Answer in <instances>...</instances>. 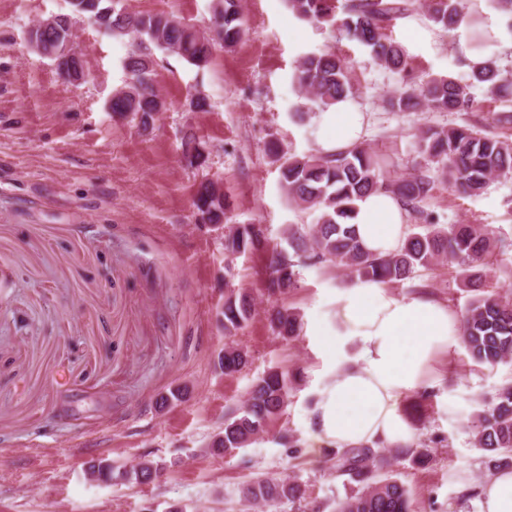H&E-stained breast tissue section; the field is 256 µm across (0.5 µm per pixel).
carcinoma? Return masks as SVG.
Returning <instances> with one entry per match:
<instances>
[{"instance_id": "1", "label": "carcinoma", "mask_w": 512, "mask_h": 512, "mask_svg": "<svg viewBox=\"0 0 512 512\" xmlns=\"http://www.w3.org/2000/svg\"><path fill=\"white\" fill-rule=\"evenodd\" d=\"M88 0L94 11L81 8L83 0L71 4L72 11L99 15V25L114 37H147L154 48L186 61L200 70L211 62L213 47L236 45L244 36L240 0H217L210 33L162 13L115 10ZM298 18L326 23L336 30L337 40H356L367 47L372 61L404 77L409 62L404 48L386 33L390 23L411 11L409 0H286ZM428 18L443 31L452 33L461 25L471 30V45L482 49L486 38L477 18L463 0H429ZM156 61L151 52H132L125 60L132 83L112 94L110 110L118 116L132 114L143 128L153 125L165 103L154 82ZM295 80L310 106L325 110L340 100L354 97L355 85L347 58L328 50L304 57ZM481 86L491 100L512 102V73L494 60L472 70L469 80L451 76L431 77L419 87H405L389 99L399 112H474V85ZM419 163L407 176L391 180L384 176V155L362 143L338 155H297L277 141L268 144L267 154L278 165L281 188L289 202L316 214L308 228L287 230L288 249L269 247L258 224H233L225 196L215 192L210 181L198 184L193 205L202 224H225L226 252L267 253L271 280L269 291L285 293L297 287L298 268L328 263L342 268L351 280L371 279L392 285L411 279L418 268L448 265L462 285L476 292L461 314V342L478 364L494 369L512 363V289L488 281L496 253L512 250V241L498 239L483 224H421L426 219L422 203L433 189L429 173L469 196H478L494 180H512V138L489 135L479 123L454 127H427L416 142ZM183 156L189 166L202 167L206 157L194 134L183 141ZM373 190H383L400 199L409 216L418 221L400 249L375 256L361 246L353 225L357 201ZM255 311L254 299L241 288L225 283L224 335L231 336L248 323ZM268 320L284 339L297 335L300 323L290 309L272 308ZM248 351L224 347L218 365L227 376L241 372L249 363ZM297 374L270 368L257 377L242 406L224 418V428L215 435L210 449L230 454L245 448L264 433L267 425L281 417ZM477 446L485 453L489 472L512 468V382L483 402L470 421ZM389 460L370 447L348 448L336 453L334 469L339 476L364 482L367 488L336 505V512H412L410 494L397 479L379 474ZM159 465L139 461L121 472L147 483ZM246 500L253 506H275L283 499L299 501L306 486L269 476L255 478L247 488Z\"/></svg>"}]
</instances>
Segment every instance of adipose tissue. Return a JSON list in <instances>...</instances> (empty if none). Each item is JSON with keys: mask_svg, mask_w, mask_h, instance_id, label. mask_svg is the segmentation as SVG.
I'll return each mask as SVG.
<instances>
[{"mask_svg": "<svg viewBox=\"0 0 512 512\" xmlns=\"http://www.w3.org/2000/svg\"><path fill=\"white\" fill-rule=\"evenodd\" d=\"M368 117L352 101L318 113L314 137L320 154L360 144ZM363 247L374 255L396 252L407 237L405 212L392 194L359 201L353 220ZM316 335L337 344L357 341L360 352L321 389L312 413L313 448L408 445L414 428L404 401L431 378L439 357L460 339V323L448 308L422 298L401 299L379 283L356 281L336 302L333 326Z\"/></svg>", "mask_w": 512, "mask_h": 512, "instance_id": "obj_1", "label": "adipose tissue"}]
</instances>
